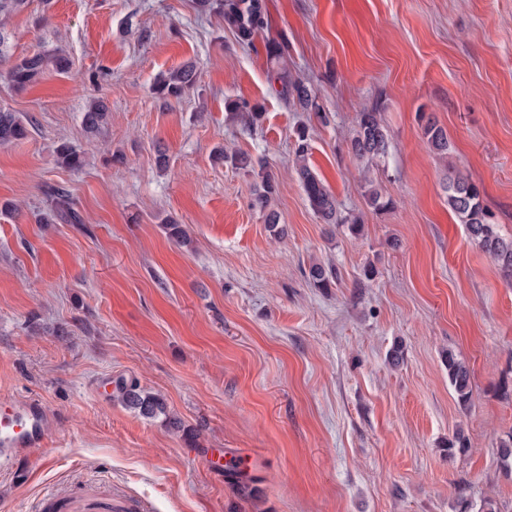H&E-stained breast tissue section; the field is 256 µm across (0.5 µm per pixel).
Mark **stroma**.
<instances>
[{
  "instance_id": "stroma-1",
  "label": "stroma",
  "mask_w": 512,
  "mask_h": 512,
  "mask_svg": "<svg viewBox=\"0 0 512 512\" xmlns=\"http://www.w3.org/2000/svg\"><path fill=\"white\" fill-rule=\"evenodd\" d=\"M266 4L270 28L248 48L191 0H30L10 17L14 56L60 48L71 68L17 91L0 62V107L28 129L0 146V399L35 397L49 413L27 479L0 468V512H42L76 485L112 512H454L462 494L512 512L499 457L512 434L500 390L512 381V280L446 191L456 167L512 237V0ZM278 35L329 125L271 90L264 43ZM187 60L196 88L156 98V75ZM92 98L111 112L96 135L82 124ZM228 98L262 106L256 134L227 119ZM375 103L390 148L371 175L387 211L367 205L347 148ZM429 119L447 158L422 134ZM304 124L308 162L361 218L359 234L311 210L292 153ZM64 142L81 170L56 163ZM222 147L274 173L281 237ZM48 185L69 191L81 223H40ZM169 215L188 246L167 237ZM315 261L335 267L333 288L309 283ZM449 352L471 372L465 408ZM111 376L164 395L193 445L105 394ZM458 429L468 448L448 453ZM206 448L249 451L247 476H214ZM423 136L434 152L443 156L448 154V136L445 130L434 120H427L422 127Z\"/></svg>"
}]
</instances>
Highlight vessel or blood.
Returning a JSON list of instances; mask_svg holds the SVG:
<instances>
[{"label": "vessel or blood", "instance_id": "vessel-or-blood-1", "mask_svg": "<svg viewBox=\"0 0 512 512\" xmlns=\"http://www.w3.org/2000/svg\"><path fill=\"white\" fill-rule=\"evenodd\" d=\"M46 426L47 411L37 398L0 403V464H15L42 447ZM48 506L52 512H103L105 504L96 496L75 489L52 495Z\"/></svg>", "mask_w": 512, "mask_h": 512}]
</instances>
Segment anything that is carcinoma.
<instances>
[{
  "label": "carcinoma",
  "instance_id": "obj_1",
  "mask_svg": "<svg viewBox=\"0 0 512 512\" xmlns=\"http://www.w3.org/2000/svg\"><path fill=\"white\" fill-rule=\"evenodd\" d=\"M194 7L201 15H217L224 20V28L229 30L236 42L248 47L257 35L268 26L265 0H194ZM267 78L271 89L298 112H309L323 124L329 123V116L323 112L314 90L302 79L292 75L288 68V39H269L265 42ZM65 73L69 70L66 55L56 50H42L19 57L7 71L10 83L17 89L36 85L48 66ZM198 81L194 64L184 63L162 72L154 80L152 91L163 99H180ZM224 109L232 120L243 123L246 132L252 134L262 126L264 112L257 104L241 98L227 99ZM109 118L107 105L102 100L91 102L83 113L82 124L91 135L98 134ZM423 136L434 152L448 154V136L434 120H427L422 127ZM27 128L20 116L6 109H0V145H8L25 138ZM295 166L302 189L314 213L326 224H345L356 234L360 231L359 219L345 215L339 209L335 196L323 180L308 165L311 150L309 131L299 127L294 132ZM388 135L381 123L379 105L363 109L357 117V128L351 138L348 151L368 167L363 170L365 197L370 207L386 210L390 202L385 200L370 178L369 165L382 161L388 154ZM220 158L253 179L252 207L258 209L265 218V224L273 236L279 235V215L273 208L278 194V182L274 174L264 165L255 166L253 158L244 152L220 150ZM57 163L71 170H79L83 159L76 150L63 143L57 148ZM448 208L466 226L469 238L498 263L504 275L512 277V238L500 235L498 225L483 202L480 188L465 175L448 167L446 187ZM49 205L40 217L42 224H79L81 218L70 196L61 189L49 188L45 191ZM168 238L178 245H188L189 237L184 226L170 217L163 221ZM307 278L315 288H330L336 284V268L331 265L313 263L309 266ZM448 368V381L453 388L459 405L466 407L471 401V376L466 364L453 353L445 356ZM117 399L127 408L143 417L154 419L164 416L166 426L178 430L182 427L179 419L170 415L163 395L141 388L135 382H123L118 388ZM456 512H498L495 501L485 499L479 508L466 496L457 499Z\"/></svg>",
  "mask_w": 512,
  "mask_h": 512
}]
</instances>
